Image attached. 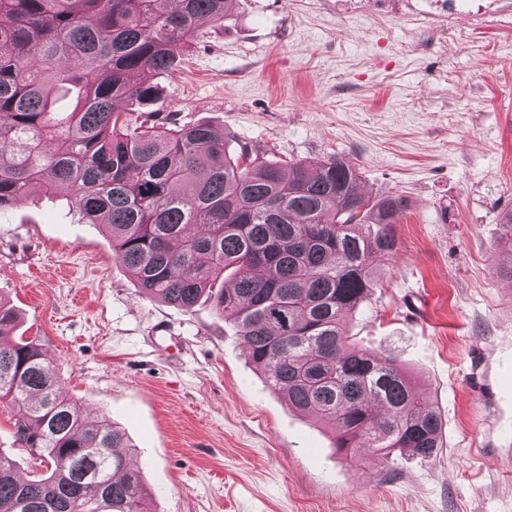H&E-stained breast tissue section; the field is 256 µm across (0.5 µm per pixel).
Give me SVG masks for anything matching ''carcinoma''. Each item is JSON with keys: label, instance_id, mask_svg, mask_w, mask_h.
Segmentation results:
<instances>
[{"label": "carcinoma", "instance_id": "cac0c4a2", "mask_svg": "<svg viewBox=\"0 0 512 512\" xmlns=\"http://www.w3.org/2000/svg\"><path fill=\"white\" fill-rule=\"evenodd\" d=\"M237 2L0 0V215L36 187H68L144 295L185 310L208 298L268 386L332 428L338 451L431 460L441 418L416 379L343 332L398 249L404 198L365 197L337 157L284 165L229 149L209 124L125 118L160 99L148 76L178 67L199 27ZM235 266L245 275L228 286ZM16 326L0 298V401L45 471L23 481L0 450V512H152L125 434L64 396L56 364Z\"/></svg>", "mask_w": 512, "mask_h": 512}]
</instances>
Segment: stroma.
Here are the masks:
<instances>
[{
	"instance_id": "stroma-1",
	"label": "stroma",
	"mask_w": 512,
	"mask_h": 512,
	"mask_svg": "<svg viewBox=\"0 0 512 512\" xmlns=\"http://www.w3.org/2000/svg\"><path fill=\"white\" fill-rule=\"evenodd\" d=\"M241 0L154 76L156 122L275 161L343 159L406 200L386 275L345 320L421 379L445 446L361 463L290 408L208 300L142 295L108 234L35 193L0 218V297L62 389L107 417L156 512H512V0Z\"/></svg>"
}]
</instances>
